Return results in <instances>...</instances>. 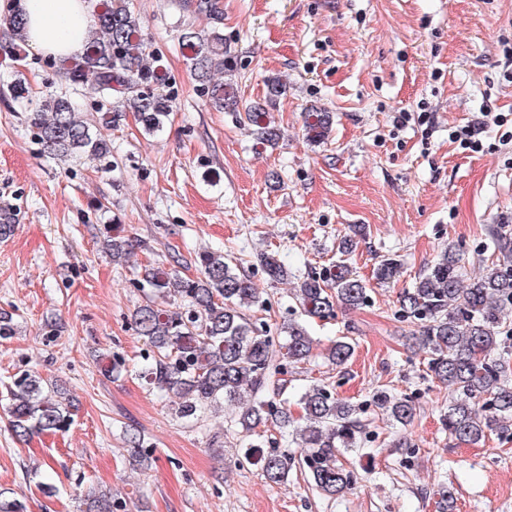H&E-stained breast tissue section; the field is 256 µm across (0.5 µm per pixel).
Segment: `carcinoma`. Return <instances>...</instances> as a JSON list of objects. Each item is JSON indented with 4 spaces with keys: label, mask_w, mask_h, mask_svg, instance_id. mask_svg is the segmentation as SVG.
<instances>
[{
    "label": "carcinoma",
    "mask_w": 512,
    "mask_h": 512,
    "mask_svg": "<svg viewBox=\"0 0 512 512\" xmlns=\"http://www.w3.org/2000/svg\"><path fill=\"white\" fill-rule=\"evenodd\" d=\"M196 10L209 15L208 31L187 28L180 47L195 79L202 87L205 103L218 110L239 111L233 85L217 78L224 73V30L218 0H198ZM153 56L143 22L133 0H99L83 54L64 61L73 83L92 78L100 108L111 104L112 93L124 95L122 108L110 115L115 122L122 111L133 112L143 131L153 135L169 119L173 91L170 83L158 81L147 66ZM266 100L271 103L286 92L278 77L265 80ZM245 123L254 128L257 140L274 145L281 130L269 120L261 103L244 108ZM30 125L39 141L57 156L104 157L111 152L70 99L46 94ZM333 115L321 109L306 113L305 135L310 140L328 136ZM103 248L112 260L132 257L130 239L108 235ZM496 261L485 273L464 279L465 254L458 244L446 247L436 261L400 297L397 316L419 328V344L428 355L434 379L451 396L444 422L455 439L478 445L490 436L512 434V368L509 357H492L502 344L512 341V234L494 233ZM200 273L185 278L178 270V256L144 266L135 281L148 289L146 304L133 315L136 334L144 340L141 375L162 395L174 399L181 418L200 415L222 404L233 407V421L240 427L242 444L238 465L261 468L276 485L288 482L292 458L286 447L292 443L302 451L301 464L313 486L326 496L349 489L351 471L338 456L356 448L366 433L360 408L336 398L325 384L314 382L294 400L284 397L279 376L288 368L313 357L316 340L296 320L282 324L280 335H272L265 321L253 322L243 310H269L268 299L251 279L239 273L224 253L201 251L196 255ZM267 277L280 282L291 273L279 259L261 255ZM401 263L382 256L376 279L389 283L399 275ZM296 299L300 315L329 320L336 308H357L368 300L367 288L345 259L336 261L320 276L299 277ZM353 354L347 340H336L326 349L328 361L341 367ZM9 428L20 441L35 434L63 432L73 421L74 405L58 399V391L30 370L13 375L9 386ZM375 406L392 424L410 425L417 414L416 402L407 395L377 393ZM130 455L148 465L153 447L136 430L125 432ZM0 512H26L25 505L9 488L0 487ZM84 512H115L105 494L86 499Z\"/></svg>",
    "instance_id": "obj_1"
}]
</instances>
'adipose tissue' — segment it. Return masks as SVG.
Returning <instances> with one entry per match:
<instances>
[{
    "mask_svg": "<svg viewBox=\"0 0 512 512\" xmlns=\"http://www.w3.org/2000/svg\"><path fill=\"white\" fill-rule=\"evenodd\" d=\"M94 0H0V17L23 14L26 42L53 57L79 54L85 44Z\"/></svg>",
    "mask_w": 512,
    "mask_h": 512,
    "instance_id": "adipose-tissue-1",
    "label": "adipose tissue"
}]
</instances>
